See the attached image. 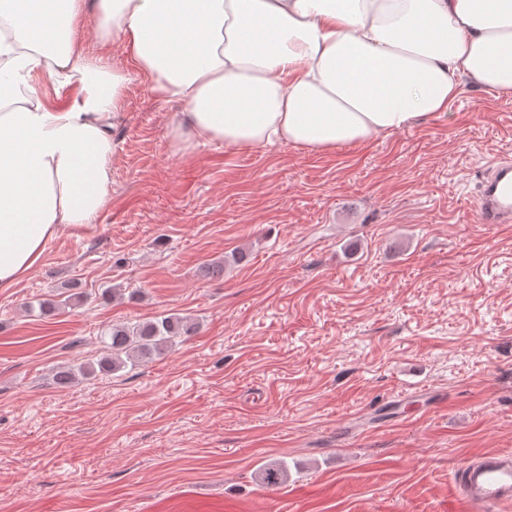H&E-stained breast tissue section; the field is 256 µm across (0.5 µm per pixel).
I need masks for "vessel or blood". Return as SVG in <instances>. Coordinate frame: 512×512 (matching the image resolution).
<instances>
[{"label": "vessel or blood", "mask_w": 512, "mask_h": 512, "mask_svg": "<svg viewBox=\"0 0 512 512\" xmlns=\"http://www.w3.org/2000/svg\"><path fill=\"white\" fill-rule=\"evenodd\" d=\"M481 224L512 223V159L489 161L476 190ZM456 485L464 512H504L512 506V457L492 452L461 467Z\"/></svg>", "instance_id": "1"}]
</instances>
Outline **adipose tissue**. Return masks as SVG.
Instances as JSON below:
<instances>
[{"label":"adipose tissue","instance_id":"obj_1","mask_svg":"<svg viewBox=\"0 0 512 512\" xmlns=\"http://www.w3.org/2000/svg\"><path fill=\"white\" fill-rule=\"evenodd\" d=\"M88 26L101 49L74 34ZM131 61L183 104L169 149L326 152L447 111L461 78L512 91V0H0V289L112 193ZM70 94L49 105L32 73Z\"/></svg>","mask_w":512,"mask_h":512}]
</instances>
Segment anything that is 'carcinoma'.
I'll return each mask as SVG.
<instances>
[{"mask_svg":"<svg viewBox=\"0 0 512 512\" xmlns=\"http://www.w3.org/2000/svg\"><path fill=\"white\" fill-rule=\"evenodd\" d=\"M193 327L182 318L173 315L156 316L135 324H113L104 329L102 342L112 351L98 362V367L64 368L57 372L60 384H68L76 374L90 375L97 371L109 373L125 366L126 360L145 363L162 354L176 339L188 336ZM286 479V471L280 466L269 465L260 472V481L266 487H277Z\"/></svg>","mask_w":512,"mask_h":512,"instance_id":"carcinoma-1","label":"carcinoma"}]
</instances>
